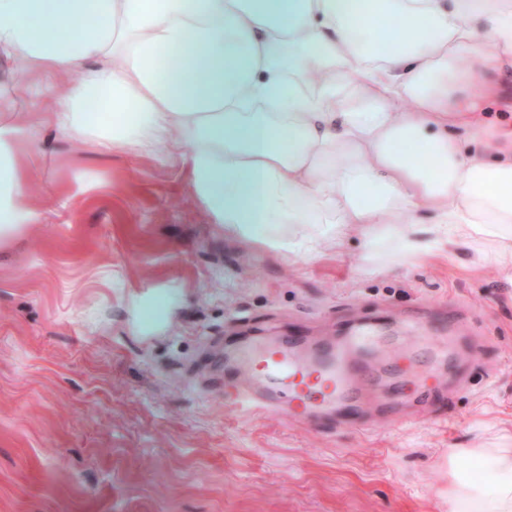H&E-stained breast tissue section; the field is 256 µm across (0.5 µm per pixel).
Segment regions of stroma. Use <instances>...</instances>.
Here are the masks:
<instances>
[{
    "instance_id": "1",
    "label": "stroma",
    "mask_w": 512,
    "mask_h": 512,
    "mask_svg": "<svg viewBox=\"0 0 512 512\" xmlns=\"http://www.w3.org/2000/svg\"><path fill=\"white\" fill-rule=\"evenodd\" d=\"M0 58L19 122L74 84ZM42 220L0 250V512H448V456L512 430V282L474 248L368 267V245L304 260L225 233L172 146L104 151L39 129ZM459 338L414 347L408 323ZM297 324L331 343L384 327L427 388L363 426L233 405L239 348Z\"/></svg>"
}]
</instances>
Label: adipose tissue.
Here are the masks:
<instances>
[{
    "mask_svg": "<svg viewBox=\"0 0 512 512\" xmlns=\"http://www.w3.org/2000/svg\"><path fill=\"white\" fill-rule=\"evenodd\" d=\"M1 51L27 60L26 83L93 62L58 132L106 150L176 136L237 238L305 259L351 230L403 258L471 239L512 257V123L487 121L512 0H0ZM33 148L0 123V248L41 221ZM460 457L492 475L450 469L448 512H512V431Z\"/></svg>",
    "mask_w": 512,
    "mask_h": 512,
    "instance_id": "1",
    "label": "adipose tissue"
}]
</instances>
